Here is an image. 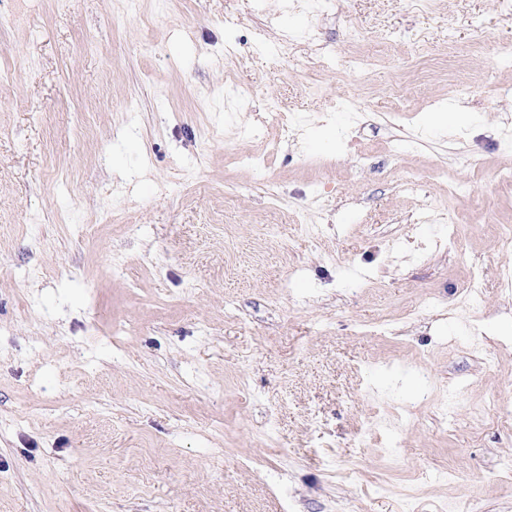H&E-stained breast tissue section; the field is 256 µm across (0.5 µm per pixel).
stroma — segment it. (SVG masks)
<instances>
[{
    "label": "stroma",
    "mask_w": 512,
    "mask_h": 512,
    "mask_svg": "<svg viewBox=\"0 0 512 512\" xmlns=\"http://www.w3.org/2000/svg\"><path fill=\"white\" fill-rule=\"evenodd\" d=\"M511 48L497 0H0V512H512Z\"/></svg>",
    "instance_id": "stroma-1"
}]
</instances>
